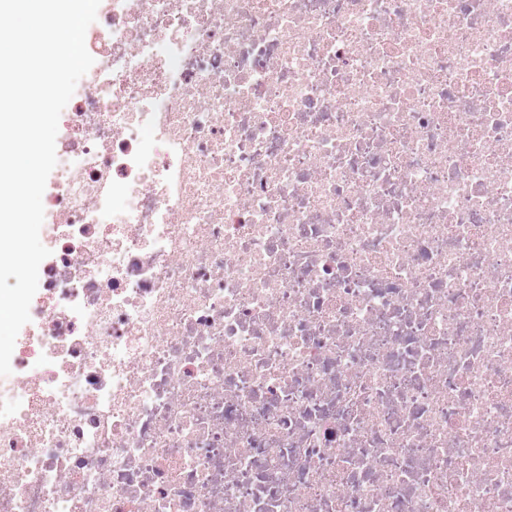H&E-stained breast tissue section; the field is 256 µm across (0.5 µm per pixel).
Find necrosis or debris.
Returning a JSON list of instances; mask_svg holds the SVG:
<instances>
[{
    "instance_id": "4bbe7bcc",
    "label": "necrosis or debris",
    "mask_w": 512,
    "mask_h": 512,
    "mask_svg": "<svg viewBox=\"0 0 512 512\" xmlns=\"http://www.w3.org/2000/svg\"><path fill=\"white\" fill-rule=\"evenodd\" d=\"M0 378V512H512V0H101Z\"/></svg>"
}]
</instances>
